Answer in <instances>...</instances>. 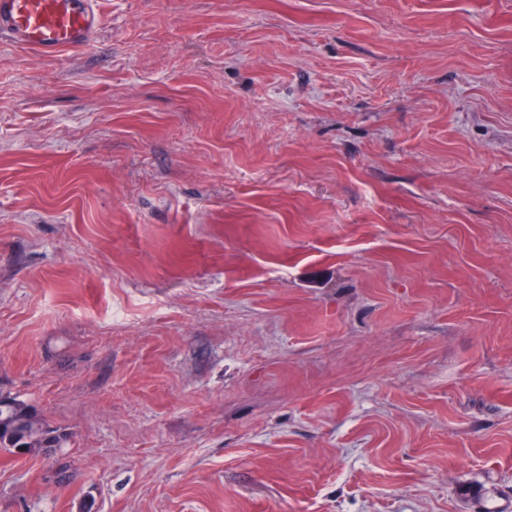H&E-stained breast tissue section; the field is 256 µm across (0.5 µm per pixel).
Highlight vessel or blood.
<instances>
[{"label":"vessel or blood","instance_id":"obj_1","mask_svg":"<svg viewBox=\"0 0 512 512\" xmlns=\"http://www.w3.org/2000/svg\"><path fill=\"white\" fill-rule=\"evenodd\" d=\"M101 22L94 0H0V38L45 56L88 46Z\"/></svg>","mask_w":512,"mask_h":512}]
</instances>
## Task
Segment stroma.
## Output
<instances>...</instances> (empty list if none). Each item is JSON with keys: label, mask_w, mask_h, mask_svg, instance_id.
I'll return each mask as SVG.
<instances>
[{"label": "stroma", "mask_w": 512, "mask_h": 512, "mask_svg": "<svg viewBox=\"0 0 512 512\" xmlns=\"http://www.w3.org/2000/svg\"><path fill=\"white\" fill-rule=\"evenodd\" d=\"M0 40V512H512V0H99ZM101 22L93 0H0V38L45 56L88 46ZM66 441L65 433L42 422L32 404L0 393V448L25 455L63 448Z\"/></svg>", "instance_id": "obj_1"}]
</instances>
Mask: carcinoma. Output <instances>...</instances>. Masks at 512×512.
<instances>
[{
    "label": "carcinoma",
    "instance_id": "cac0c4a2",
    "mask_svg": "<svg viewBox=\"0 0 512 512\" xmlns=\"http://www.w3.org/2000/svg\"><path fill=\"white\" fill-rule=\"evenodd\" d=\"M66 441V434L42 422L32 404L0 393V448L25 455L62 448Z\"/></svg>",
    "mask_w": 512,
    "mask_h": 512
}]
</instances>
